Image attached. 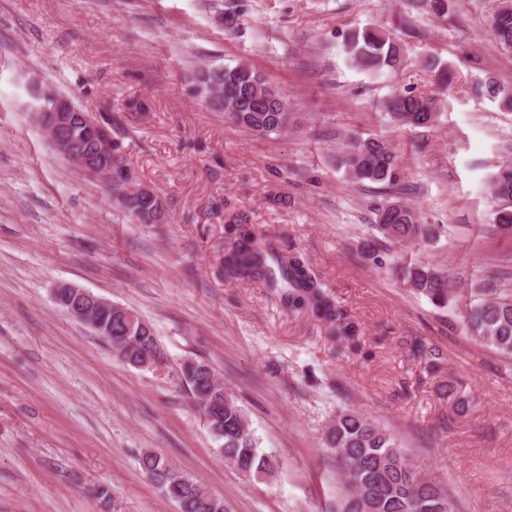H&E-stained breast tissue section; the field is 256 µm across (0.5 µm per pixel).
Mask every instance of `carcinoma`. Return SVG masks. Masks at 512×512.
<instances>
[{"label": "carcinoma", "instance_id": "obj_1", "mask_svg": "<svg viewBox=\"0 0 512 512\" xmlns=\"http://www.w3.org/2000/svg\"><path fill=\"white\" fill-rule=\"evenodd\" d=\"M416 8L438 18L448 14V0H413ZM512 0H502L492 17L491 33L504 50L512 51ZM351 61L374 74L391 72L402 65L400 48L381 30L365 28L350 34L343 43ZM221 81L224 100L211 104L226 114L235 126L252 134L268 136L288 128L290 112L283 95L247 65L208 67L198 72V86L204 96L211 94L209 85ZM478 98L512 107V88H504L491 79L474 86ZM437 100L418 95L396 94L389 99L387 111L393 122L412 127H428L435 120ZM350 178L366 181L390 190L399 185L402 168L389 143L376 137L348 140L336 158ZM123 173L113 187L118 190L124 208L136 219L147 220L157 214L161 202L146 201L137 195L124 194ZM498 201L493 223L486 233L512 236V165L499 167L490 184ZM373 236L365 247L374 250L387 244L434 246L448 236V226L427 224L419 212L399 200L389 201L376 210ZM233 241L224 251V276L236 279H262L272 286L288 288V306L310 309L333 326L332 333L343 337L355 333L354 325L342 318L322 286L309 274L304 260L293 257L276 259L257 248L254 231L245 220L228 224ZM394 271L414 292L428 299L436 308L446 310L454 304L456 293L448 287V271L426 262L395 261ZM480 293L489 298L470 305L464 326L476 340L512 357V291L495 288L493 279ZM154 332L127 334L126 322L112 312V353L134 368H150L166 357L146 361L153 347ZM179 384L203 417L212 435L222 441L224 459L238 470L256 476H272L278 460L263 451L250 428L247 416L224 390V381L208 364L194 361L180 365ZM325 445L334 454L338 470L339 493L336 512H453L448 490L430 477L396 440L368 417L354 411H340L328 427ZM144 475L158 485L179 512H228L224 500L213 496L194 481L171 467L161 456L147 452L140 458Z\"/></svg>", "mask_w": 512, "mask_h": 512}]
</instances>
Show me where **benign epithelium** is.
<instances>
[{"label":"benign epithelium","mask_w":512,"mask_h":512,"mask_svg":"<svg viewBox=\"0 0 512 512\" xmlns=\"http://www.w3.org/2000/svg\"><path fill=\"white\" fill-rule=\"evenodd\" d=\"M36 118L40 127L51 131L67 127L75 122L80 123V127L83 128V139L93 142L99 151V162L90 167L89 177L109 186L112 185L115 174L110 161L112 132L109 128L93 120L89 113L74 109L67 99L52 101L51 106H45L42 111L36 113ZM65 288L71 290L72 296L76 298L66 312L78 322L91 325L95 329V335L106 340L112 339V324L95 320L88 314L86 308L81 306L82 300L91 299L98 308L110 311L112 310V301L75 285L67 284Z\"/></svg>","instance_id":"1"}]
</instances>
